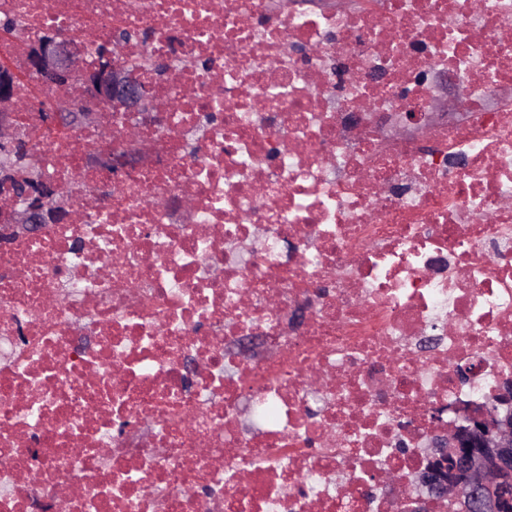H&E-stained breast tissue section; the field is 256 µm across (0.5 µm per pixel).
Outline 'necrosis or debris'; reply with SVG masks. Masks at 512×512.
<instances>
[{"label": "necrosis or debris", "mask_w": 512, "mask_h": 512, "mask_svg": "<svg viewBox=\"0 0 512 512\" xmlns=\"http://www.w3.org/2000/svg\"><path fill=\"white\" fill-rule=\"evenodd\" d=\"M157 77L137 120L54 135L75 220L0 242V512H402L433 408L512 376V0H0ZM463 85L431 117L432 72ZM412 111L423 138L384 133ZM470 365L468 380L457 366ZM134 132V128L128 130L125 143L113 148L112 152H94L90 159L91 167L107 172L117 181L137 171L143 164L148 147Z\"/></svg>", "instance_id": "necrosis-or-debris-1"}]
</instances>
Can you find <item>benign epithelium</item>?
<instances>
[{
  "mask_svg": "<svg viewBox=\"0 0 512 512\" xmlns=\"http://www.w3.org/2000/svg\"><path fill=\"white\" fill-rule=\"evenodd\" d=\"M84 47L53 31H46L28 46L31 71L54 85L56 101L41 113L40 128L54 132L98 126V108L107 104L114 112L142 116V123L163 122L158 93L138 79L121 59V41L93 63L83 60ZM18 71L0 61V145L11 149L20 143L16 124L22 111L16 88ZM148 147L134 130L110 153H93L91 167L119 181L143 164ZM0 235H34L59 219L70 221L71 210L56 184L33 173L32 168L0 171ZM428 491L450 500L464 512H512V386L482 408L458 411L448 436L436 439L419 476Z\"/></svg>",
  "mask_w": 512,
  "mask_h": 512,
  "instance_id": "1",
  "label": "benign epithelium"
}]
</instances>
